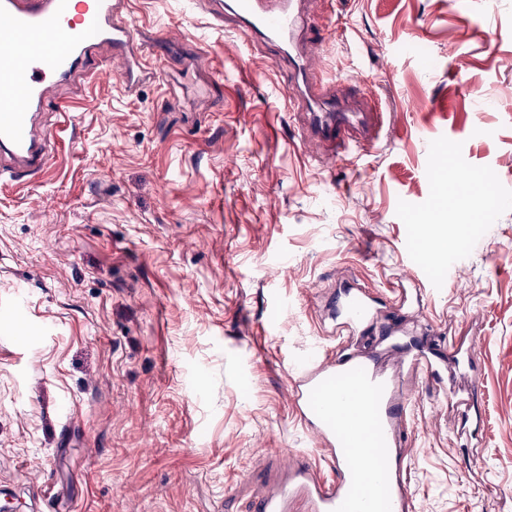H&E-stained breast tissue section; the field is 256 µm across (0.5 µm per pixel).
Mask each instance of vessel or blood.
I'll return each mask as SVG.
<instances>
[{
    "label": "vessel or blood",
    "mask_w": 512,
    "mask_h": 512,
    "mask_svg": "<svg viewBox=\"0 0 512 512\" xmlns=\"http://www.w3.org/2000/svg\"><path fill=\"white\" fill-rule=\"evenodd\" d=\"M309 0H205L217 23L231 21L273 46L292 78L283 90L301 112L300 142L319 141L333 159L354 151L359 141L378 138L377 100L328 96L313 75V61L325 50L302 23ZM129 0H0V177L15 180L40 174L53 151L50 135L33 131L32 112L49 101L60 82L79 78L88 86L112 72L110 60L96 61L94 48L111 47L122 59L123 84H134L145 69ZM339 310L355 325H368L379 342L397 333L377 319L370 296L347 291ZM411 372L436 380L439 355L418 350ZM290 401L305 430L326 448L330 476L304 458L286 456L287 473L275 492L254 498L251 512H288L291 499L307 498L310 512H412L408 459L397 430L409 417V396L376 355L337 356L318 349L297 368Z\"/></svg>",
    "instance_id": "b4317fda"
}]
</instances>
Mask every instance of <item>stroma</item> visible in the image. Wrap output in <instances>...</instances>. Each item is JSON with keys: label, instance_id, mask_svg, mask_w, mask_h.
<instances>
[{"label": "stroma", "instance_id": "35a3bbf8", "mask_svg": "<svg viewBox=\"0 0 512 512\" xmlns=\"http://www.w3.org/2000/svg\"><path fill=\"white\" fill-rule=\"evenodd\" d=\"M130 8L153 77L60 85L49 172L0 180V505L250 512L270 449L323 458L288 395L347 282L383 310L416 290L435 344L478 345L480 426L401 378L415 512H512V0H316L324 84L361 66L383 108L329 168L271 47L197 0ZM436 148L473 177L441 206ZM415 224L455 229L451 264Z\"/></svg>", "mask_w": 512, "mask_h": 512}]
</instances>
